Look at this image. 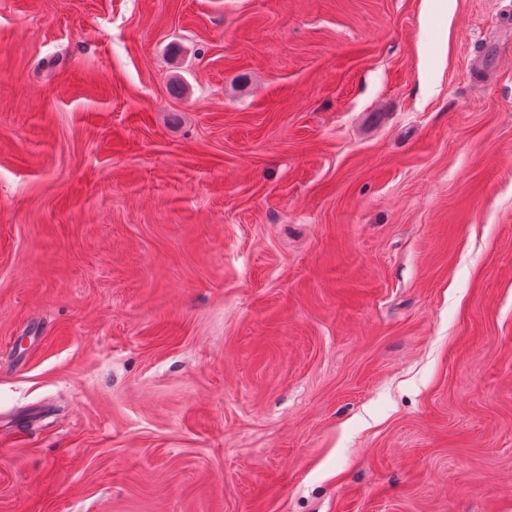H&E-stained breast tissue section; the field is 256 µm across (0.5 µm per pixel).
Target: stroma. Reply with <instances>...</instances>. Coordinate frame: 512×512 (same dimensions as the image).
Returning a JSON list of instances; mask_svg holds the SVG:
<instances>
[{"instance_id":"1","label":"stroma","mask_w":512,"mask_h":512,"mask_svg":"<svg viewBox=\"0 0 512 512\" xmlns=\"http://www.w3.org/2000/svg\"><path fill=\"white\" fill-rule=\"evenodd\" d=\"M0 512H512V0H0Z\"/></svg>"}]
</instances>
